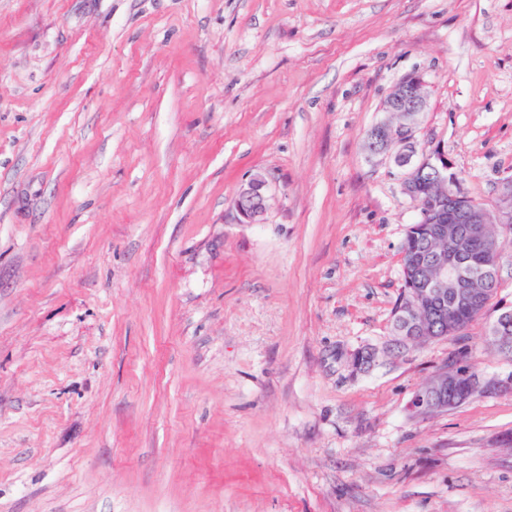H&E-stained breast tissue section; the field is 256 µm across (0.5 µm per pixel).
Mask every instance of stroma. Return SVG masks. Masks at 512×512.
I'll return each instance as SVG.
<instances>
[{"label":"stroma","mask_w":512,"mask_h":512,"mask_svg":"<svg viewBox=\"0 0 512 512\" xmlns=\"http://www.w3.org/2000/svg\"><path fill=\"white\" fill-rule=\"evenodd\" d=\"M410 75L495 207L512 0H0V512H512V389L407 410L461 350L512 376V243L463 336L382 352L418 214L364 142ZM269 199L267 178L259 172L253 174L241 187L234 202L240 223H264L269 209ZM512 310H505L491 324L487 335H494L493 346L498 352L508 353L512 357ZM511 335V336H510Z\"/></svg>","instance_id":"35a3bbf8"}]
</instances>
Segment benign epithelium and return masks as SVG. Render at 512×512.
<instances>
[{
    "label": "benign epithelium",
    "mask_w": 512,
    "mask_h": 512,
    "mask_svg": "<svg viewBox=\"0 0 512 512\" xmlns=\"http://www.w3.org/2000/svg\"><path fill=\"white\" fill-rule=\"evenodd\" d=\"M428 94L424 81L407 76L397 82L385 101L383 111L405 112L410 120L394 126L383 119L368 131L366 151L386 156L405 169L402 186L405 194L419 200L415 187L424 179L448 182V222L437 219L426 225V236L447 243L435 260L434 276H418L403 306L396 312L400 335L388 341L386 350H402L423 340L461 336L482 317L491 298L498 292L503 254L502 232L512 233V178L500 188L501 204L493 209L471 198L463 189V179L448 154L441 148L419 151L413 128L415 116L425 111ZM269 185L262 173L253 174L241 187L234 207L243 224H263L269 209ZM494 347L512 357V310H505L491 324ZM512 377L492 383L481 382L471 362L458 355L442 366L430 380L413 392L408 410L415 416L440 414L477 394L511 389Z\"/></svg>",
    "instance_id": "1"
}]
</instances>
